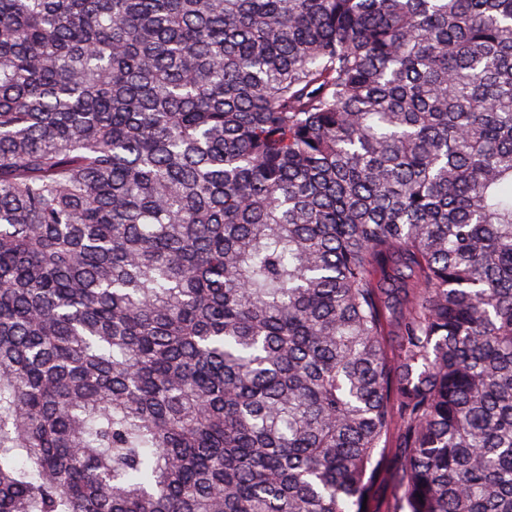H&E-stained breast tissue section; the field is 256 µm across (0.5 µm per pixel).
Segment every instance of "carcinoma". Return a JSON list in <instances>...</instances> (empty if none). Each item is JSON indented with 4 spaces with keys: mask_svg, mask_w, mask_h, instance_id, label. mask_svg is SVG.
Instances as JSON below:
<instances>
[{
    "mask_svg": "<svg viewBox=\"0 0 512 512\" xmlns=\"http://www.w3.org/2000/svg\"><path fill=\"white\" fill-rule=\"evenodd\" d=\"M512 512V0H0V512Z\"/></svg>",
    "mask_w": 512,
    "mask_h": 512,
    "instance_id": "cac0c4a2",
    "label": "carcinoma"
}]
</instances>
